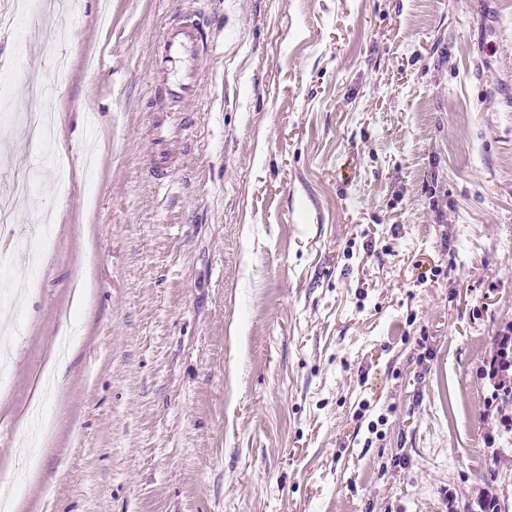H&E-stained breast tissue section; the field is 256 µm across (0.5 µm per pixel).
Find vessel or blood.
Wrapping results in <instances>:
<instances>
[{
  "label": "vessel or blood",
  "mask_w": 512,
  "mask_h": 512,
  "mask_svg": "<svg viewBox=\"0 0 512 512\" xmlns=\"http://www.w3.org/2000/svg\"><path fill=\"white\" fill-rule=\"evenodd\" d=\"M202 38L203 25L193 12L183 13L179 24L166 27L162 34L159 66L175 73L166 89L172 111H181L184 103L194 95L193 75L187 64Z\"/></svg>",
  "instance_id": "vessel-or-blood-1"
}]
</instances>
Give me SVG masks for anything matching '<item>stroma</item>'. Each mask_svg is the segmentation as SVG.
Returning a JSON list of instances; mask_svg holds the SVG:
<instances>
[{
	"label": "stroma",
	"mask_w": 512,
	"mask_h": 512,
	"mask_svg": "<svg viewBox=\"0 0 512 512\" xmlns=\"http://www.w3.org/2000/svg\"><path fill=\"white\" fill-rule=\"evenodd\" d=\"M190 8L197 94L168 112L158 38ZM97 15L80 0L61 46L38 9L0 29L12 112L41 69L20 41L71 64L37 101L50 151L0 126V190L15 156L40 174L0 236L35 270L0 301L14 512H481L488 495L512 512V432L483 375L512 324V0ZM46 216L34 266L25 227Z\"/></svg>",
	"instance_id": "obj_1"
}]
</instances>
